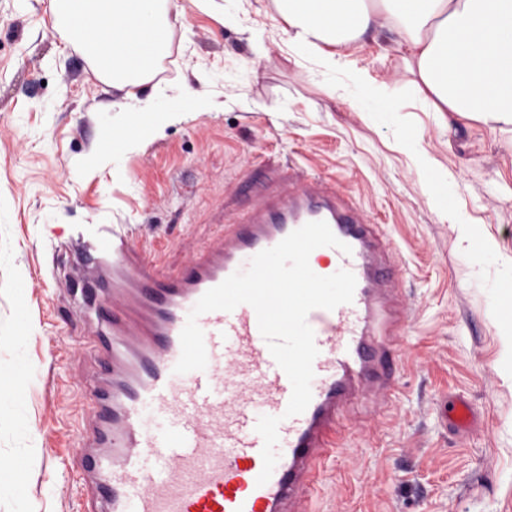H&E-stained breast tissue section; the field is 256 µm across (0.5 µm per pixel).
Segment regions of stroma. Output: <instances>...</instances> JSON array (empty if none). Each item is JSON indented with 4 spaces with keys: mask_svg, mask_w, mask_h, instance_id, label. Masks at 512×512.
<instances>
[{
    "mask_svg": "<svg viewBox=\"0 0 512 512\" xmlns=\"http://www.w3.org/2000/svg\"><path fill=\"white\" fill-rule=\"evenodd\" d=\"M162 55L142 76L107 86L82 50L65 45L50 0H0V337L14 329L23 289L37 330L27 342L39 372L26 424L37 452L24 474L0 471V512L27 498L36 512H79L72 473L90 421L75 384L92 366L90 328L68 322L62 281L68 255L36 250L75 231L128 224L168 265L188 260L222 218L225 188L259 162L315 167L341 180L398 249L395 264L408 318L399 336V402L367 397L346 410L351 438L331 458L314 496L316 512H512V389L490 387L499 345L467 270L469 247L496 242L512 267V133L484 127L442 133L427 102L407 97L404 113L438 168L459 182L472 221L465 240L431 207L392 133L366 122L336 90L288 52L273 0H176ZM385 81L408 80L397 35L380 29L346 49ZM250 63L243 87L224 69ZM216 74L210 111L186 110L120 160L104 148L116 101L198 87L195 68ZM469 402L462 434L441 424L445 402Z\"/></svg>",
    "mask_w": 512,
    "mask_h": 512,
    "instance_id": "obj_1",
    "label": "stroma"
}]
</instances>
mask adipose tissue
Masks as SVG:
<instances>
[{
	"instance_id": "obj_1",
	"label": "adipose tissue",
	"mask_w": 512,
	"mask_h": 512,
	"mask_svg": "<svg viewBox=\"0 0 512 512\" xmlns=\"http://www.w3.org/2000/svg\"><path fill=\"white\" fill-rule=\"evenodd\" d=\"M175 0H53L65 42L83 45L88 60L112 77L146 72L166 45ZM288 25V51L321 80L333 83L371 124L393 130L426 188L433 208L460 229L468 221L459 184L437 168L429 150L402 112V82H386L358 67L343 49L378 27L396 30L414 93L436 112L444 130L471 120L492 131L512 128V0H275ZM205 111L207 92L147 94L136 120L113 133L109 150L120 158L142 135L185 106ZM497 245L484 244L470 267L486 276L479 302L494 328L497 369L512 380V277L502 274Z\"/></svg>"
}]
</instances>
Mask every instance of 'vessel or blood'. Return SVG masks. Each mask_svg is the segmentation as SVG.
I'll use <instances>...</instances> for the list:
<instances>
[{"instance_id": "b4317fda", "label": "vessel or blood", "mask_w": 512, "mask_h": 512, "mask_svg": "<svg viewBox=\"0 0 512 512\" xmlns=\"http://www.w3.org/2000/svg\"><path fill=\"white\" fill-rule=\"evenodd\" d=\"M256 197L177 268L141 247L126 224L52 245L74 258L65 277L70 314L94 333V366L79 384L93 412L74 462L80 512H308L320 471L346 445L347 405L371 393L382 406L394 403L405 311L393 239L334 178L290 162L259 183ZM321 220L351 251L317 248L311 269L351 271L356 288L352 303L307 315L318 349L307 409L285 417L291 382L247 304L198 317L207 366L177 378L180 333L202 295ZM263 416L280 420L279 459L261 485Z\"/></svg>"}]
</instances>
